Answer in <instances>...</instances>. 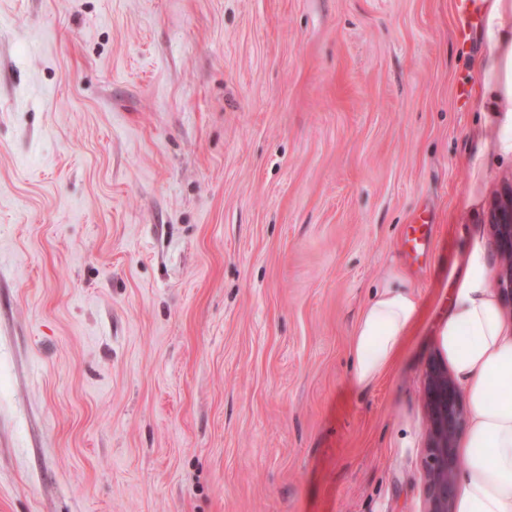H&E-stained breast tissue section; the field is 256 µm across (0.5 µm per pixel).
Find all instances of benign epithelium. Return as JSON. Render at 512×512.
I'll return each instance as SVG.
<instances>
[{
    "label": "benign epithelium",
    "instance_id": "obj_1",
    "mask_svg": "<svg viewBox=\"0 0 512 512\" xmlns=\"http://www.w3.org/2000/svg\"><path fill=\"white\" fill-rule=\"evenodd\" d=\"M501 266L496 288L512 307V196L496 200L490 219ZM426 440L422 480L423 512H453L457 475L461 469L458 439L467 422L460 388L448 368L433 360L425 376Z\"/></svg>",
    "mask_w": 512,
    "mask_h": 512
}]
</instances>
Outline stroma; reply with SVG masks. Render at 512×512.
I'll return each mask as SVG.
<instances>
[{"instance_id": "stroma-1", "label": "stroma", "mask_w": 512, "mask_h": 512, "mask_svg": "<svg viewBox=\"0 0 512 512\" xmlns=\"http://www.w3.org/2000/svg\"><path fill=\"white\" fill-rule=\"evenodd\" d=\"M452 0H0V512H422L512 113ZM472 98L463 108L453 89ZM429 245H405L414 218ZM397 269L424 321L349 388ZM486 135V138L482 139L481 148L487 147L492 141L498 150L504 153H512V113H506L503 123L493 125L487 129Z\"/></svg>"}]
</instances>
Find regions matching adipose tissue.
Here are the masks:
<instances>
[{"instance_id":"1","label":"adipose tissue","mask_w":512,"mask_h":512,"mask_svg":"<svg viewBox=\"0 0 512 512\" xmlns=\"http://www.w3.org/2000/svg\"><path fill=\"white\" fill-rule=\"evenodd\" d=\"M423 317L397 271L372 291L350 332L351 377L368 389L401 357ZM436 344L468 401L454 512H512V332L489 285L486 251L474 242L454 276Z\"/></svg>"}]
</instances>
